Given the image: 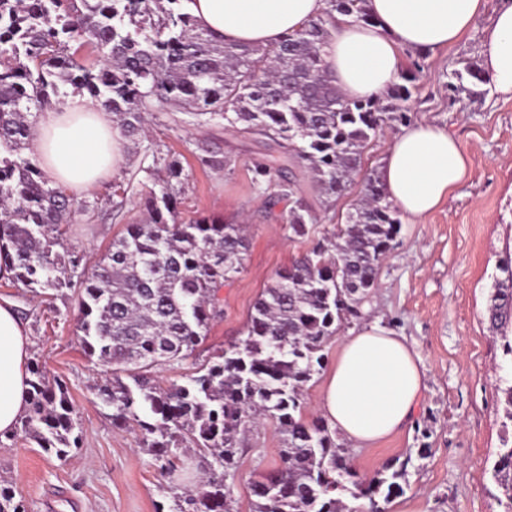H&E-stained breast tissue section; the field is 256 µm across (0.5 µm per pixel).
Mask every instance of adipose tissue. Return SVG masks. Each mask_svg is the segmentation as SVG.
Listing matches in <instances>:
<instances>
[{"label":"adipose tissue","instance_id":"obj_1","mask_svg":"<svg viewBox=\"0 0 512 512\" xmlns=\"http://www.w3.org/2000/svg\"><path fill=\"white\" fill-rule=\"evenodd\" d=\"M378 27L338 21L323 59L351 97L374 98L393 83L403 49L432 50L458 42L484 0H369ZM196 24L229 43L271 45L325 7L324 0H188ZM496 93L512 97V0H505L481 45ZM120 133L110 113L87 96L44 113L33 144L48 180L79 192L114 174L122 163ZM468 158L440 127L416 123L396 135L379 178L388 199L417 223L464 181ZM32 342L12 300L0 298V439L29 407ZM424 373L405 337L377 324L341 343L324 378L319 413L348 442L370 448L406 426L421 398Z\"/></svg>","mask_w":512,"mask_h":512}]
</instances>
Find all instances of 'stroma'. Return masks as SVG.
<instances>
[{
    "mask_svg": "<svg viewBox=\"0 0 512 512\" xmlns=\"http://www.w3.org/2000/svg\"><path fill=\"white\" fill-rule=\"evenodd\" d=\"M503 0H485L483 13L458 43L429 52L418 75L422 92L405 103L411 122L448 130L468 157L467 176L418 223L402 222L393 249L380 265L377 286L362 316L325 346L334 363L343 337L368 324L405 336L421 359L425 389L401 431L371 448H349L350 463L373 476L387 462L407 460L405 492L390 512H504L492 476L502 446L504 414L497 386L512 377V357L488 318L490 297L505 275L500 262L512 255V98L495 91L481 97L453 93L449 82L466 68H480V47ZM232 160L230 169L203 165L201 148ZM123 162L114 179L80 193L95 207L93 218L66 226L69 247L84 268L99 261L130 219L141 217L153 185L144 171L153 152L179 156L186 180L177 217H221L242 223L249 241L243 270L221 290L224 317L214 323L198 354L156 369L164 384L185 383L211 353L240 337L261 291L311 246L336 231L360 188L352 186L331 209L316 207L308 236L292 234L281 213L267 214L266 196L253 189V164L262 142L226 128L223 120L197 124L185 113L149 116L138 141H121ZM131 182L121 212H114L113 181ZM0 296L26 313L32 357L61 378L82 432L81 446L65 459L30 439L0 441V485L11 488L28 512H158L181 492L140 446L130 426L112 422L97 389L109 367L91 362L79 342L77 294L70 289L20 292L0 279ZM282 436L268 419L252 424L233 486L239 512H250L251 485L280 464Z\"/></svg>",
    "mask_w": 512,
    "mask_h": 512,
    "instance_id": "35a3bbf8",
    "label": "stroma"
}]
</instances>
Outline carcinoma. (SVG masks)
<instances>
[{
  "instance_id": "cac0c4a2",
  "label": "carcinoma",
  "mask_w": 512,
  "mask_h": 512,
  "mask_svg": "<svg viewBox=\"0 0 512 512\" xmlns=\"http://www.w3.org/2000/svg\"><path fill=\"white\" fill-rule=\"evenodd\" d=\"M184 0H0V264L16 288L75 289L85 355L112 368L99 398L112 419L137 427L142 447L172 480L180 452L199 458L192 495L173 512H237L232 485L242 434L254 419L276 422L279 468L251 512H353L346 498L388 512L404 493L407 465L388 463L369 479L352 467L336 431L304 416V390L324 363L325 343L361 317L379 266L399 231L398 209L363 156L386 121L405 119L400 104L419 93L417 61L377 98L349 96L322 58L337 17L376 24L368 0H326L319 16L270 46L228 44L198 28ZM90 43L104 64H82L72 45ZM86 92L133 139L153 112H187L199 124L226 126L277 152L254 165L253 187L270 203L288 202L298 237L317 222L298 195L294 168L308 174L325 205L361 177L345 224L318 239L263 289L242 336L215 351L183 385L163 386L153 369L192 355L223 316L216 290L242 269L248 249L240 224L200 216L176 220L181 162L153 156L165 177L146 198L148 219L129 224L89 272L67 246L63 224L94 206L50 182L27 153L37 111ZM512 321V286L488 308ZM24 434L62 459L78 447V421L65 383L31 362ZM493 477L512 508V445L500 449ZM0 512H26L0 487Z\"/></svg>"
}]
</instances>
